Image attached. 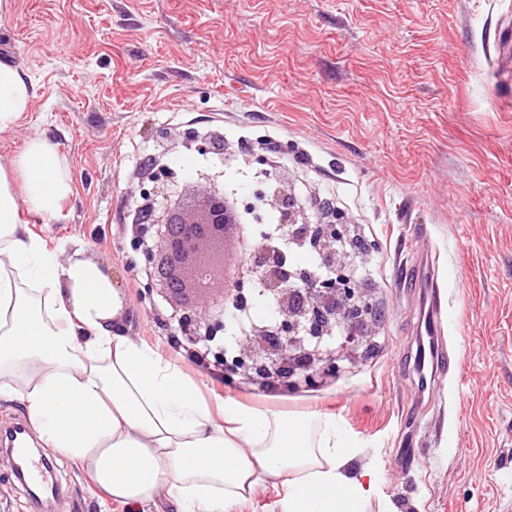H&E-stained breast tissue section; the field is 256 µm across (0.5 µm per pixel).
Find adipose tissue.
Wrapping results in <instances>:
<instances>
[{"label": "adipose tissue", "mask_w": 512, "mask_h": 512, "mask_svg": "<svg viewBox=\"0 0 512 512\" xmlns=\"http://www.w3.org/2000/svg\"><path fill=\"white\" fill-rule=\"evenodd\" d=\"M23 72L0 63V131L27 112ZM72 194L66 158L31 138L0 164V399L19 400L45 450L78 465L130 512L172 498L177 512H237L265 486L281 512H364L376 470L335 419L222 405L120 321L123 295L108 270L61 258L22 224L53 218Z\"/></svg>", "instance_id": "ef3b65f1"}]
</instances>
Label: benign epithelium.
Returning <instances> with one entry per match:
<instances>
[{
  "mask_svg": "<svg viewBox=\"0 0 512 512\" xmlns=\"http://www.w3.org/2000/svg\"><path fill=\"white\" fill-rule=\"evenodd\" d=\"M157 138L161 152L146 161L147 185L132 211L137 225L133 244L142 247L151 269L149 291L171 307L165 320L171 334L191 343L215 342L232 323L224 300L234 308L252 300L234 271H251L261 280L273 321L239 337L234 368L290 390L341 371L344 355L361 348L367 316L373 313L354 272L363 256L344 247L350 229L343 216L333 209L335 221L312 223L283 178L275 175L273 188L257 197L280 212L282 237L237 256L225 249L230 225L224 223V172L196 170L194 179L202 190L188 193L162 163L176 149L222 158L224 134L189 127L175 135L162 130ZM304 245L317 248L336 277L306 280L288 264V248Z\"/></svg>",
  "mask_w": 512,
  "mask_h": 512,
  "instance_id": "1",
  "label": "benign epithelium"
}]
</instances>
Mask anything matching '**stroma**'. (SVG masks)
Masks as SVG:
<instances>
[{
  "instance_id": "35a3bbf8",
  "label": "stroma",
  "mask_w": 512,
  "mask_h": 512,
  "mask_svg": "<svg viewBox=\"0 0 512 512\" xmlns=\"http://www.w3.org/2000/svg\"><path fill=\"white\" fill-rule=\"evenodd\" d=\"M0 61L33 86L0 163L43 136L70 164L71 196L30 228L110 270L131 334L203 398L336 418L378 472L367 512H512V0H10ZM189 126L223 131L241 204L266 167L298 198L331 200L367 245L370 334L340 373L253 394L169 347L135 284L128 216L156 131ZM424 251L449 363L422 396L404 276ZM55 467L54 512H123L74 464Z\"/></svg>"
}]
</instances>
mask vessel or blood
<instances>
[{
	"label": "vessel or blood",
	"instance_id": "1",
	"mask_svg": "<svg viewBox=\"0 0 512 512\" xmlns=\"http://www.w3.org/2000/svg\"><path fill=\"white\" fill-rule=\"evenodd\" d=\"M412 281L420 290V298L423 303V315L416 328L417 347L410 354L409 360L413 372L419 374L423 384L433 388L441 387L440 372L437 367V359L442 351L437 343V338L442 332L443 319L440 307V297L433 283V265L428 255H421L412 269ZM24 428H16L10 437L13 454L23 464L26 480L35 486L44 488L54 483L52 469L45 456H30L23 440Z\"/></svg>",
	"mask_w": 512,
	"mask_h": 512
}]
</instances>
